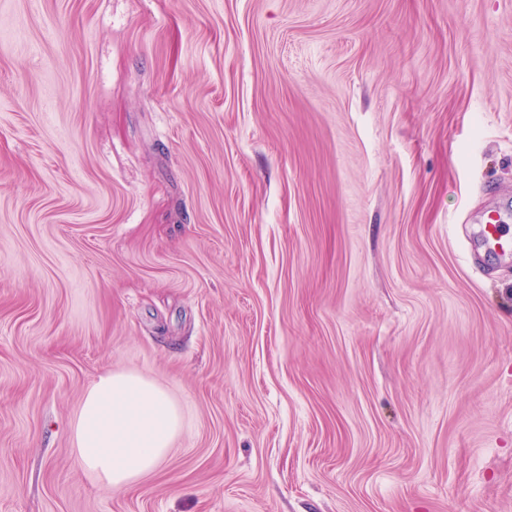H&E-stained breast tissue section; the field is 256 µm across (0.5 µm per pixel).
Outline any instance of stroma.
Returning a JSON list of instances; mask_svg holds the SVG:
<instances>
[{
    "instance_id": "35a3bbf8",
    "label": "stroma",
    "mask_w": 512,
    "mask_h": 512,
    "mask_svg": "<svg viewBox=\"0 0 512 512\" xmlns=\"http://www.w3.org/2000/svg\"><path fill=\"white\" fill-rule=\"evenodd\" d=\"M505 196L512 0H0V512H512ZM481 223L480 240L487 251L500 254L512 252V235L504 214L492 211ZM182 428L181 411L163 387L105 369L84 393L72 451L100 491H122L163 466Z\"/></svg>"
}]
</instances>
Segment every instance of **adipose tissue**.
Wrapping results in <instances>:
<instances>
[{
	"mask_svg": "<svg viewBox=\"0 0 512 512\" xmlns=\"http://www.w3.org/2000/svg\"><path fill=\"white\" fill-rule=\"evenodd\" d=\"M182 428L181 411L163 387L107 369L84 393L72 451L99 490L122 491L163 466Z\"/></svg>",
	"mask_w": 512,
	"mask_h": 512,
	"instance_id": "1",
	"label": "adipose tissue"
}]
</instances>
